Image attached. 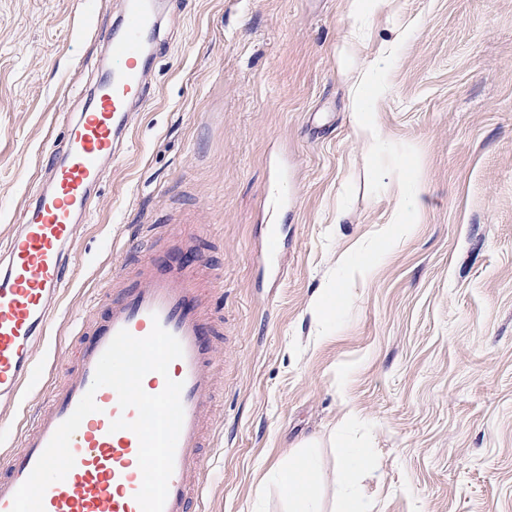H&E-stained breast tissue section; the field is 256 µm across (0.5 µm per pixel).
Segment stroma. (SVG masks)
<instances>
[{"label":"stroma","instance_id":"obj_1","mask_svg":"<svg viewBox=\"0 0 512 512\" xmlns=\"http://www.w3.org/2000/svg\"><path fill=\"white\" fill-rule=\"evenodd\" d=\"M120 8L97 0L89 27L84 0H0V251ZM147 81L70 248L40 379L0 438L15 444L74 370L81 324L106 313L98 290L150 229L159 260L193 251L223 306L201 512H289L263 476L295 452L339 512L336 453L359 444L376 455L357 478L372 512H512V0H163ZM356 107L376 143L355 137Z\"/></svg>","mask_w":512,"mask_h":512}]
</instances>
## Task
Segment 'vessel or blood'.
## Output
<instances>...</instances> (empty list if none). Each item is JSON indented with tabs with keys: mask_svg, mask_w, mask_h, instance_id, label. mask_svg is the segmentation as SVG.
<instances>
[{
	"mask_svg": "<svg viewBox=\"0 0 512 512\" xmlns=\"http://www.w3.org/2000/svg\"><path fill=\"white\" fill-rule=\"evenodd\" d=\"M161 8L160 0H123L108 36L112 63L101 69L71 123L63 157L49 168V187L25 205L22 222L0 256V416L17 406L24 384L39 374L33 349L45 335L65 286L70 246L86 217L88 200L100 186L103 167L118 148L128 107L146 94L144 74L156 58ZM138 276L140 285L113 289L106 314L93 327H80L83 341L74 375L50 391L17 447L0 455V512H11L15 492L89 391L98 410L82 420L72 437L75 465L63 481L47 488L45 512H141L135 499L142 485L139 440L130 430L110 429L113 420L131 421L137 412L121 408L114 389H96L92 383L99 358L120 330L142 338L156 324L183 347L167 374L151 372L142 382L152 395L164 389L166 379L183 384L184 420L164 512H191L201 502L206 429L214 422L212 310L194 266L184 257L170 260L162 271L144 258Z\"/></svg>",
	"mask_w": 512,
	"mask_h": 512,
	"instance_id": "b4317fda",
	"label": "vessel or blood"
}]
</instances>
